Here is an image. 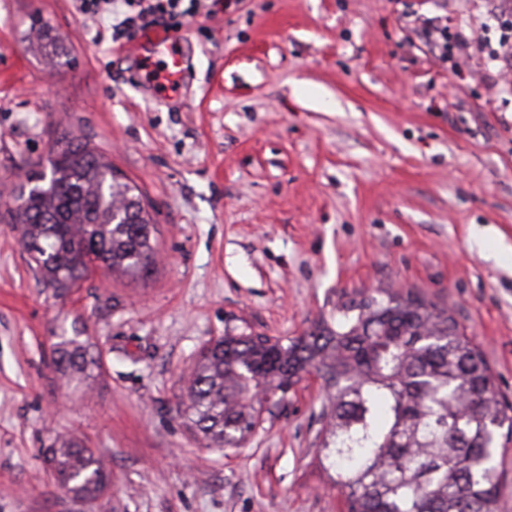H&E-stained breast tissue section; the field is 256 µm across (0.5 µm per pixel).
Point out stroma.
I'll list each match as a JSON object with an SVG mask.
<instances>
[{
    "instance_id": "1",
    "label": "stroma",
    "mask_w": 512,
    "mask_h": 512,
    "mask_svg": "<svg viewBox=\"0 0 512 512\" xmlns=\"http://www.w3.org/2000/svg\"><path fill=\"white\" fill-rule=\"evenodd\" d=\"M187 73L161 98L130 41L76 0H0V512H345L321 466L322 379L238 448L184 423L185 382L225 335L287 339L386 288L464 326L512 405V77L495 0H184ZM469 40L441 62L419 32ZM40 17L68 52L28 43ZM137 187L144 279L97 270L55 296L7 212L61 136ZM99 366L67 384L60 337ZM60 435L111 479L80 505L44 458ZM420 33L429 45L440 53V57L449 61L448 56V18H423L420 22Z\"/></svg>"
}]
</instances>
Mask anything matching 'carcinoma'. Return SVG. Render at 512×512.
Masks as SVG:
<instances>
[{
	"instance_id": "carcinoma-1",
	"label": "carcinoma",
	"mask_w": 512,
	"mask_h": 512,
	"mask_svg": "<svg viewBox=\"0 0 512 512\" xmlns=\"http://www.w3.org/2000/svg\"><path fill=\"white\" fill-rule=\"evenodd\" d=\"M37 33L46 55L64 53L46 25ZM47 162L49 170L26 173L10 209L42 280L63 295L98 268L148 277L155 226L136 187L81 142L51 150ZM55 353L64 376L97 367L85 340H64ZM311 370L326 385L325 470L348 512H497L498 439L512 433V416L459 322L411 290L345 304L336 323L286 343L217 339L186 387L188 428L236 448ZM46 460L76 502L108 486L101 460L77 439L61 440Z\"/></svg>"
}]
</instances>
